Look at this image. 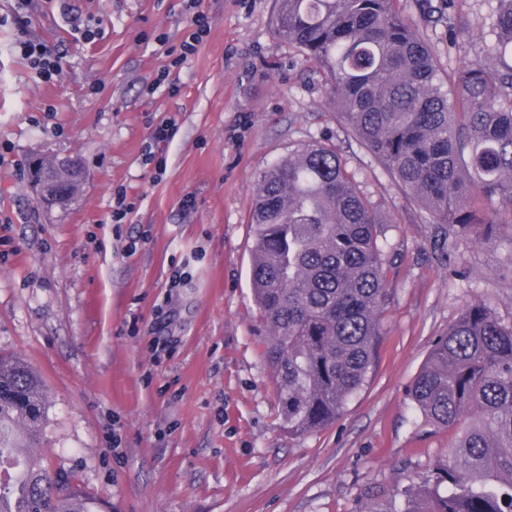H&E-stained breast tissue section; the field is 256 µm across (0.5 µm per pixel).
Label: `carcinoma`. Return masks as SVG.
<instances>
[{"instance_id":"carcinoma-1","label":"carcinoma","mask_w":512,"mask_h":512,"mask_svg":"<svg viewBox=\"0 0 512 512\" xmlns=\"http://www.w3.org/2000/svg\"><path fill=\"white\" fill-rule=\"evenodd\" d=\"M462 0H275L279 39L321 76L351 135L450 235L512 227V0H491L485 58L446 71L420 25L464 27ZM250 281L282 421L335 423L365 384L389 301L381 217L336 147L299 143L260 172ZM422 421L456 429L448 458L403 512H512V325L468 304L409 387ZM49 401L22 360L0 354V512L18 448H43ZM28 512H90L42 453L25 472Z\"/></svg>"}]
</instances>
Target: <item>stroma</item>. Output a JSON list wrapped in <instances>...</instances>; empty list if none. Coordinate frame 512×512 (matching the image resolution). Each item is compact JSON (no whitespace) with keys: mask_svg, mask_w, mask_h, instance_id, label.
<instances>
[{"mask_svg":"<svg viewBox=\"0 0 512 512\" xmlns=\"http://www.w3.org/2000/svg\"><path fill=\"white\" fill-rule=\"evenodd\" d=\"M273 6L202 0L210 31L175 67L183 0H0V353L42 378L53 468L111 512H403L401 489L456 439L408 397L433 341L473 301L512 324V229L485 241L477 225L436 252L425 210L275 35ZM489 11L465 0L470 27L453 48L446 24L427 28L444 67L483 58ZM79 22L94 41L72 35ZM23 33L52 47L57 81L34 77ZM164 69L167 83L151 87ZM164 117L177 132L159 176L142 148ZM310 140L335 144L380 213L390 300L363 389L336 423L294 437L251 295L249 216L258 174ZM35 154L79 163L75 200L43 207L28 182ZM119 187L137 208L116 225Z\"/></svg>","mask_w":512,"mask_h":512,"instance_id":"35a3bbf8","label":"stroma"}]
</instances>
